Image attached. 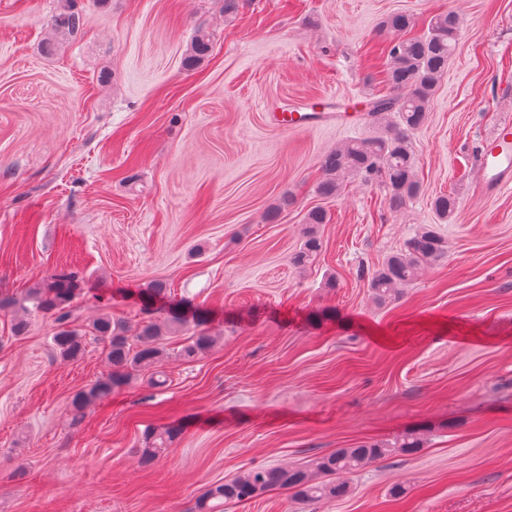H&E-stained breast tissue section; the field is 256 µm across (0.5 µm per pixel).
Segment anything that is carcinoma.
I'll list each match as a JSON object with an SVG mask.
<instances>
[{
  "mask_svg": "<svg viewBox=\"0 0 512 512\" xmlns=\"http://www.w3.org/2000/svg\"><path fill=\"white\" fill-rule=\"evenodd\" d=\"M85 22V17L72 9L70 0H60L53 18L57 37L64 39L77 34ZM460 24L456 13H442L431 20L426 34L400 38L389 47L384 69L389 93L373 100L368 109L373 131L323 157L318 186L321 195H337L345 179L351 177L381 182L387 189L389 206L396 210L419 194L412 138L426 123L434 93L448 73ZM383 27L394 33H405L412 28V20L406 14H394ZM209 51V35L200 30L188 60L193 63ZM433 207L441 219L447 220L457 208V199L452 194L439 195L434 198ZM326 222L327 213L321 208L307 213L303 243L293 257L296 267H308L321 252L318 225ZM447 253L448 242L434 227L420 225L403 247L390 254L373 272L369 287L374 298L381 304L400 299L404 288L416 279L422 267L444 260ZM79 288L76 275L62 272L43 282L31 295L36 309L56 315L57 328L52 341L62 360L79 358L89 336L108 345L110 371L74 396L72 406L76 411L128 386L134 372L157 364L164 356L163 338L187 324L185 306L171 298L164 284L151 282L137 290L144 318L136 328L102 314L86 328L78 329L70 320L68 308ZM204 325L203 317L195 318V332L181 350L183 358L192 360L214 347L216 339ZM180 432L181 428L173 425L148 429L141 448L143 460L149 463L163 457ZM421 447L422 439L418 435L407 434L392 440L337 448L299 466L252 467L211 485L196 501L195 512H224V506L230 503L249 502L274 490H286L305 504L336 501L349 492L344 475H355L379 460L411 454Z\"/></svg>",
  "mask_w": 512,
  "mask_h": 512,
  "instance_id": "1",
  "label": "carcinoma"
}]
</instances>
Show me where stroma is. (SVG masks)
<instances>
[{
  "label": "stroma",
  "mask_w": 512,
  "mask_h": 512,
  "mask_svg": "<svg viewBox=\"0 0 512 512\" xmlns=\"http://www.w3.org/2000/svg\"><path fill=\"white\" fill-rule=\"evenodd\" d=\"M75 3L86 24L54 47L58 0H0V296L25 301L68 268L110 298L77 295L75 326L104 312L133 326L134 290L161 281L218 342L183 360V328L162 342L164 386L143 369L78 413L105 345L65 362L53 315L28 310L18 334L0 314V512H190L245 468L412 431L418 452L371 464L341 500L276 491L224 512H512V190L489 192L477 157L512 117V0ZM449 10L455 52L413 136L420 195L396 211L356 178L323 198V156L366 137L367 115L285 130L269 112L385 95L383 20L412 15L420 34ZM200 29L211 48L190 67ZM315 206L323 247L300 269ZM420 224L447 258L377 303L372 272ZM170 423L181 434L144 465L146 427Z\"/></svg>",
  "instance_id": "1"
}]
</instances>
